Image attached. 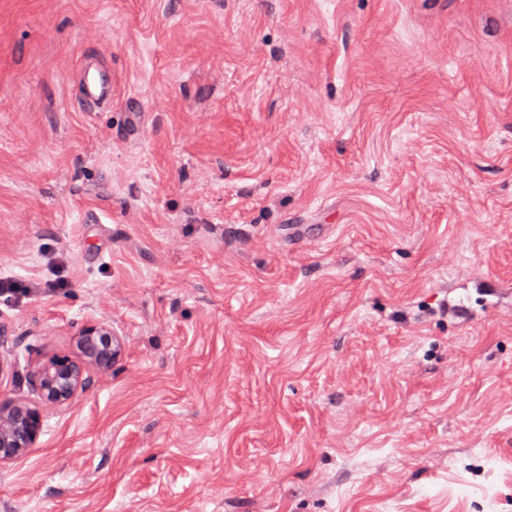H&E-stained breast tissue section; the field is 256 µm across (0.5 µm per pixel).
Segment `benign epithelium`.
I'll use <instances>...</instances> for the list:
<instances>
[{
    "instance_id": "1",
    "label": "benign epithelium",
    "mask_w": 512,
    "mask_h": 512,
    "mask_svg": "<svg viewBox=\"0 0 512 512\" xmlns=\"http://www.w3.org/2000/svg\"><path fill=\"white\" fill-rule=\"evenodd\" d=\"M81 358L57 356L38 367L33 383L47 405H62L87 389L89 369L107 370L119 354L112 327L98 324L80 337ZM43 426L40 408L26 402L0 406V465L26 456L37 444Z\"/></svg>"
}]
</instances>
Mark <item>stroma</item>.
<instances>
[{
    "label": "stroma",
    "instance_id": "stroma-1",
    "mask_svg": "<svg viewBox=\"0 0 512 512\" xmlns=\"http://www.w3.org/2000/svg\"><path fill=\"white\" fill-rule=\"evenodd\" d=\"M1 277L0 512H512V0H0ZM78 96L85 103L109 105L112 103V77L94 76L87 69L80 70ZM81 358L57 356L38 367L33 383L47 405H62L87 389L89 369L108 370L119 354L120 343L112 327L98 324L86 328L80 337ZM43 426L40 408L26 402L0 406V465L26 456L37 444Z\"/></svg>",
    "mask_w": 512,
    "mask_h": 512
}]
</instances>
